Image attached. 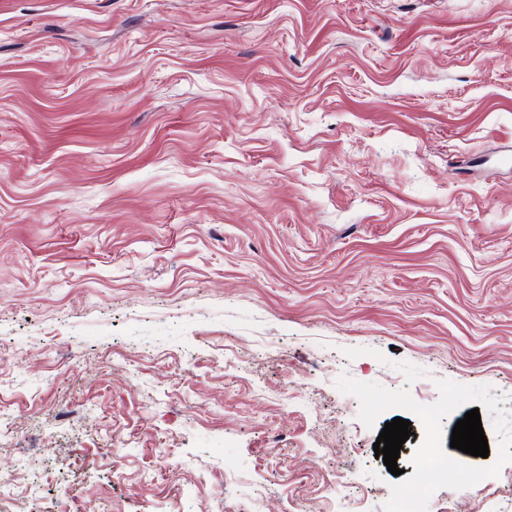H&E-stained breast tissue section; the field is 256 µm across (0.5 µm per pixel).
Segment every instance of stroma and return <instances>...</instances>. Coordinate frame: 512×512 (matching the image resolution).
Wrapping results in <instances>:
<instances>
[{"mask_svg":"<svg viewBox=\"0 0 512 512\" xmlns=\"http://www.w3.org/2000/svg\"><path fill=\"white\" fill-rule=\"evenodd\" d=\"M505 153L512 0H0V512H512ZM435 455L437 456L436 452L432 450L425 464L423 482L416 485L413 494L398 501L397 512H422L426 484L447 479V466L445 467V463L441 458L439 462Z\"/></svg>","mask_w":512,"mask_h":512,"instance_id":"stroma-1","label":"stroma"}]
</instances>
